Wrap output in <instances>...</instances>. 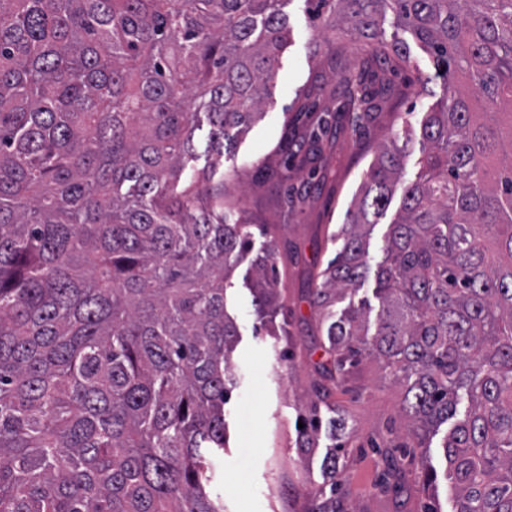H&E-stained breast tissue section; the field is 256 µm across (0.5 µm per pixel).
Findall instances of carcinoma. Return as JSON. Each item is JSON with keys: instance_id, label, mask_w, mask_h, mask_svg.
<instances>
[{"instance_id": "obj_1", "label": "carcinoma", "mask_w": 512, "mask_h": 512, "mask_svg": "<svg viewBox=\"0 0 512 512\" xmlns=\"http://www.w3.org/2000/svg\"><path fill=\"white\" fill-rule=\"evenodd\" d=\"M287 0H0V512H220L205 485L224 448L232 268L252 253L224 206V151L249 128L289 43ZM393 55L387 13L433 59L443 96L421 124L420 169L385 147L347 211L342 250L310 304L328 347L312 362L298 447L336 437L351 358H380L402 412L442 444L455 512H512V0H307ZM465 77L485 105L472 111ZM341 111L375 109L351 74ZM305 163L337 132L309 102ZM401 192L375 271L374 331L336 297L369 270L367 235ZM277 242L254 254L257 313L281 308ZM310 512H345L336 453Z\"/></svg>"}]
</instances>
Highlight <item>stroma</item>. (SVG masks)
Segmentation results:
<instances>
[{"instance_id": "stroma-1", "label": "stroma", "mask_w": 512, "mask_h": 512, "mask_svg": "<svg viewBox=\"0 0 512 512\" xmlns=\"http://www.w3.org/2000/svg\"><path fill=\"white\" fill-rule=\"evenodd\" d=\"M284 10L293 38L280 58L271 96L224 155V189L235 200L236 218L260 229L254 245L267 236L277 241L283 307L274 323L259 318L248 286L253 270L242 260L226 295L239 331L230 355L238 383L224 406L228 442L210 461L208 493L220 512H309L314 496L331 488L321 469L332 444L328 434H321L311 453L296 446L313 382L307 354L323 340L307 290L341 249L346 212L380 148L398 140L405 152L404 177L414 178L423 149L421 122L443 93L431 57L393 17L383 23L385 37L407 44L410 63L384 72L360 66L353 49L338 50L339 31L314 20L306 0H287ZM347 68L362 76L378 111L339 131L334 151L322 161L326 179L296 166L288 183H281L271 174L282 157L280 147L298 140L290 105L303 89L318 84L324 88L321 105L336 110L338 75ZM288 188L306 195L304 206L287 207ZM404 393L381 362L368 356L336 391V410L351 424L337 452L344 479L334 487L347 512H453L446 463L435 450L443 435L433 434V452L422 455L401 411ZM255 424L261 431L250 450L244 439ZM427 469L436 471L437 479L426 489L420 476Z\"/></svg>"}]
</instances>
